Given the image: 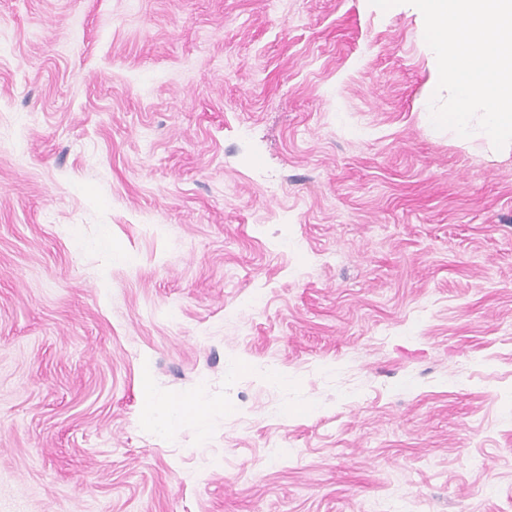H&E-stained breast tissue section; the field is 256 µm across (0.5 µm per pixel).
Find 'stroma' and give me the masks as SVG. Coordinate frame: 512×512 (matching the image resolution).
Masks as SVG:
<instances>
[{"label": "stroma", "instance_id": "stroma-1", "mask_svg": "<svg viewBox=\"0 0 512 512\" xmlns=\"http://www.w3.org/2000/svg\"><path fill=\"white\" fill-rule=\"evenodd\" d=\"M437 84L405 2L0 0V512H512V151ZM143 395L142 418L163 433L178 429L189 419H203L205 408L194 402L176 401L159 404L154 400L150 378L146 376L141 387Z\"/></svg>", "mask_w": 512, "mask_h": 512}]
</instances>
